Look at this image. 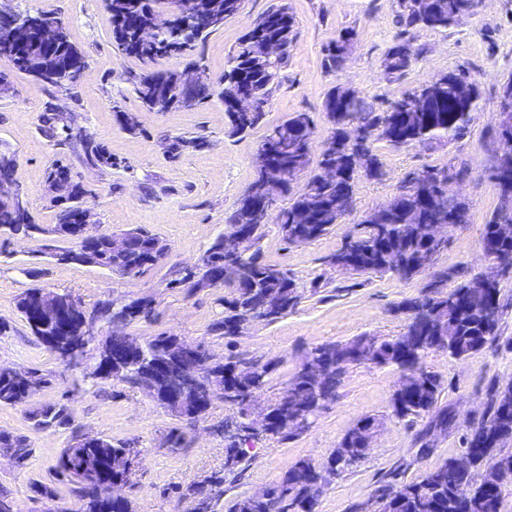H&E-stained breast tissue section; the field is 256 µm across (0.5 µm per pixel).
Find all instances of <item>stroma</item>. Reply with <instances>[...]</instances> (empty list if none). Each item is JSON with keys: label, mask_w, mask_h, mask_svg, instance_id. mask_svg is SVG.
<instances>
[{"label": "stroma", "mask_w": 512, "mask_h": 512, "mask_svg": "<svg viewBox=\"0 0 512 512\" xmlns=\"http://www.w3.org/2000/svg\"><path fill=\"white\" fill-rule=\"evenodd\" d=\"M277 2L244 0L241 13L226 20L193 55L161 57L157 68L181 71L194 60L212 82H219L229 51ZM286 2L296 28L288 63L273 87L261 125L248 134L231 136L224 103L218 97L191 110L156 112L143 106L132 80L145 67L114 46L104 0H9L10 7L19 12L43 10L63 17L70 41L87 61L77 83L59 89L36 85L29 75L0 59V72L10 82L7 94L0 96V151L15 155L13 182L36 223L48 229L56 222L57 209L46 176L52 162L59 160L81 175L87 190L85 201L99 232L112 234L141 226L169 247L162 262L129 278L98 267L56 264L49 251L64 241L47 231L23 241H0V320L12 327L0 336V366L35 368L50 376L49 385L26 403L0 407V432L27 436L31 449L23 466L9 453L0 454V495L12 502L13 512H79L81 504L69 484L53 475L57 458L76 431L132 442L141 449L135 484L125 490L133 512H189L190 501L179 497L177 490L192 484L206 487L208 478L223 470L224 438L214 433L213 426L228 413L223 401H214L195 425L185 426V447H166L163 436L176 425L175 417L144 391L116 381L100 387L89 376L109 328L97 325L83 364L66 367L31 335L17 308L18 297L28 288L40 286L71 294L88 310L102 301L152 297L153 317L131 323L127 334L143 341L160 334L176 335L204 344L218 360L231 351L248 360L278 361L265 393L269 399L281 395L311 347L364 332L390 337L402 330L406 317L396 307L419 295L424 277L404 279L387 273L362 278L356 285L348 276L335 275L332 283L303 299L288 315L272 324H253L231 345L209 331L224 310V289L187 292L167 286L173 267L196 262L223 233L225 215L255 177V155L267 128L292 113H309L316 123L310 157L318 159L330 132L323 105L332 88L351 87L382 110L434 75L467 73L479 96L469 134L428 146L395 147L376 141L375 152L385 176L380 180L359 176L352 219L388 203L414 169L449 164L465 169L457 189L469 203V220L449 228L448 243L432 269L437 273L481 270L484 226L498 205L492 172L498 147L500 87L512 77V0H482L473 15L443 31L411 30L409 37L418 56L401 75L383 69L385 54L399 33L397 0ZM347 31L353 40L346 64L343 69L329 70L324 65V50ZM52 112L64 113L67 121L53 139L45 134L41 121ZM120 112L135 118L138 132L121 127L116 119ZM87 132L111 153L113 167L87 164L82 146ZM168 136L201 137L205 145L172 158L163 143ZM351 221L298 247L284 244L277 227L268 225L261 242L265 257L297 279L309 281L341 247ZM500 293L504 309L492 346L463 361L442 353L429 354L425 360L429 370L444 378L440 404L454 415L451 427L432 436L431 455L419 454L417 435L426 420L411 426L390 415L399 370L353 365L344 374L335 400L309 431L285 443L265 438L254 441L244 478L225 481L221 505L273 484L299 459L326 460L365 415L380 421L375 441L351 470L331 478L316 512H377L375 491L393 472L416 481L430 468L459 457L462 436L485 413L488 388L512 380V275L501 278ZM61 400L72 410L68 429L34 426L31 411ZM35 481L46 485L49 495L33 492Z\"/></svg>", "instance_id": "obj_1"}]
</instances>
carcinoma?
Masks as SVG:
<instances>
[{
    "label": "carcinoma",
    "mask_w": 512,
    "mask_h": 512,
    "mask_svg": "<svg viewBox=\"0 0 512 512\" xmlns=\"http://www.w3.org/2000/svg\"><path fill=\"white\" fill-rule=\"evenodd\" d=\"M461 0H424L425 14H420L415 0H399L400 12L397 24L400 35L411 29L426 27L446 29L455 24V15ZM218 6L227 16H235L241 9L242 0H107L112 23V41L124 55L134 57L151 66L166 55L190 53L197 44L205 42L210 35L224 25L222 16L205 29L172 25L151 40L143 38L153 16L170 8H179L195 13ZM61 27L62 44L54 48L63 67L83 70L85 56L70 41L65 21L55 15ZM295 20L284 4L270 9L255 24V29L238 41L228 58L227 68L220 81L218 93L224 97L227 87L241 83L252 92L264 109L247 121L239 120L231 109H224L228 132L232 136L244 135L255 129L262 121L265 107L270 105V96L279 71L288 62L290 49L295 39ZM278 40L283 43V52L267 61L255 56L253 39ZM352 34L347 32L325 49V64L337 70L346 59ZM37 49L34 43L18 45L14 51L0 45V57L7 59L14 69L29 73L24 57ZM413 54L402 55L397 45H392L384 58L387 69L394 73L404 72L410 65ZM176 72L148 70L134 82V89L144 106L157 112L171 109H194L214 92L211 82H205L194 102L175 100ZM452 73L441 74V87L433 95L428 94V85L406 93L392 102L383 112L376 111L364 98L356 95L344 99L340 88H333L326 97L324 112L330 124L327 140L342 136L343 128L359 131V136L344 146L348 155L364 158L367 163L366 176L373 179L384 177L381 162L374 153V142L382 139L396 147L409 145H431L444 139L464 138L477 111V100L462 104L457 110H448V80ZM302 113L288 116L284 122L267 129L259 150L272 153L285 170L310 167L311 146L301 134ZM82 143L88 161L94 166L116 165L107 148L95 137L86 133ZM204 146L200 137H176L168 144V152L178 157L183 152L198 150ZM429 167L409 172L398 186L392 200L384 209L367 213L353 225V251L339 249L326 260L334 271H342L351 277L393 273L403 278L422 276L425 271L417 265L420 254L430 252L420 227L433 220L458 218V223L468 222L469 204L453 193L425 201L418 183ZM64 177L71 180L75 197L86 194L80 177L61 161L53 162L47 179ZM356 188L355 169L349 163L337 166L336 179L318 182L317 175L310 177L309 193L298 196L286 209L270 216L276 224L282 240L290 246L309 244L342 223L354 211ZM57 224L50 233L75 242L73 229L76 214L72 206H57ZM227 225L251 226L248 247L235 263L240 281L227 285L224 295V316L214 321L210 332L226 339L233 338L231 327L240 319L250 317L255 322L272 324L295 309L304 299L306 290L317 293L326 281L320 274L310 281V286L299 282L288 271L264 260L260 241L264 227L254 224L252 215L235 204L225 217ZM44 231L34 223L24 201L0 199V236L6 238H31ZM131 240L129 251L121 256L112 255L109 235L104 234L95 241L99 266L122 277H136L157 265L155 253L166 249L163 241L141 228L125 230ZM494 236L497 246L494 252L484 256L491 263L502 255H512V206L498 203L490 220L485 224L483 237ZM77 246L57 248L52 259L61 265H83L85 261L76 253ZM399 254L404 266L398 267L386 261L388 253ZM455 277L457 284L451 288L441 287L442 282ZM224 279V249L221 238H216L195 263L192 270L181 268L171 272L167 287L171 289H193L201 282ZM480 273L457 270L452 274L443 272L439 279L429 281L414 298L399 303L397 311L406 315L403 331L390 338H381L369 333L355 336L345 342L319 344L311 347L303 361L318 359L327 365L325 377L315 382L297 367L288 380L286 391L294 398L296 410H285L282 399L265 402L269 410V422L264 427L270 438L288 441L307 432L321 411L336 399V389L342 375L352 365L371 364L394 366L408 374L419 376V382L407 384L394 391L392 415L400 420L412 422L430 417L429 429L446 428L452 422L448 409L438 407L444 391L443 377L423 365V360L432 352H441L456 360H465L472 354L492 345L498 333L502 314L500 287H483ZM47 293L44 288H30L17 301L31 334L55 355L73 345H85L79 315L70 317L65 330L55 325L41 326L32 323L30 305ZM480 296L470 305L462 299ZM97 318L106 325L120 321L126 325L138 320L130 312L113 306L110 301L97 305ZM178 340L176 336L160 335L142 344L144 360L130 362L132 351L127 349L121 337L108 336L99 351L97 367L103 369L101 381H118L130 388L140 389L146 382L143 373L144 361L163 356ZM277 368L275 361H243L235 355H227L220 362L206 363L199 368L202 386L209 389V400L197 407L193 395L188 392L181 405L167 407L171 415L179 419H198L203 416L211 401L221 399L230 415L219 424L216 431L224 434V476L210 477V483L221 486L225 476L241 478L246 470L249 444L242 438L244 417L248 408L260 401ZM49 383L46 375L37 369L0 374V406H17L25 403L39 388ZM30 419L38 426L65 428L71 423L69 405L58 402L44 409L31 412ZM380 425L378 418L364 416L342 437L338 447L324 463L302 458L260 495L241 496L231 502L228 512H315L319 498L323 495L328 478L326 469L335 466L341 475L364 456L367 432ZM507 428L512 431V382L492 386L487 392L486 414L478 425L485 432L479 441L467 434L463 441V452L473 457L474 470L491 463L493 467L506 465L512 468V456L492 459L497 440L492 434ZM0 447L9 448L19 465H24L30 455V445L23 435L0 433ZM139 451L128 442L114 443L102 436L94 441L82 443L77 438L69 440L54 467L55 476L72 486V491L84 501L83 512H131L127 499L109 501L100 496L103 485L113 477L130 479L131 457ZM382 512H500L503 497L488 490L483 481L472 477L465 479L450 459L429 470L421 479L412 482H391L379 490Z\"/></svg>",
    "instance_id": "obj_1"
}]
</instances>
